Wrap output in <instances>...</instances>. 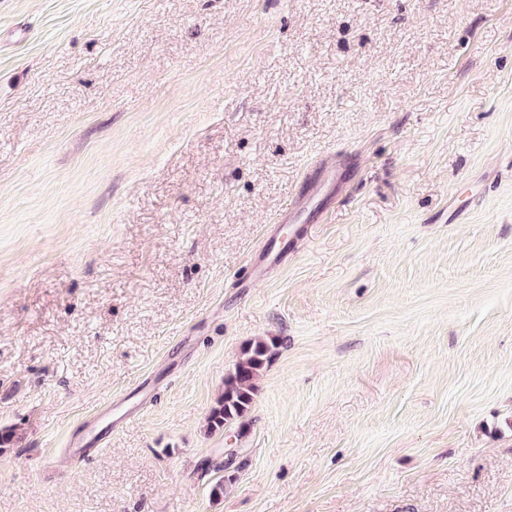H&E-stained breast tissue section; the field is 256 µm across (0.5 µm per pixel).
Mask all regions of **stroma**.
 I'll return each instance as SVG.
<instances>
[{"instance_id": "35a3bbf8", "label": "stroma", "mask_w": 512, "mask_h": 512, "mask_svg": "<svg viewBox=\"0 0 512 512\" xmlns=\"http://www.w3.org/2000/svg\"><path fill=\"white\" fill-rule=\"evenodd\" d=\"M5 427L0 512H512V0H0ZM339 177V170L334 165H320L309 182L305 198L293 211L287 213L278 222L279 224H299L313 221L319 207L322 206L331 193L333 185ZM318 199L317 204H312ZM287 256L288 244L277 234L269 236L263 250L253 261V279L260 281L265 277V272L268 269L284 264ZM273 343L260 340L242 352L234 370L224 379V392L207 417V432H224L231 424L246 417L257 395L256 378L264 368Z\"/></svg>"}]
</instances>
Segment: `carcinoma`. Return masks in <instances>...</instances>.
Here are the masks:
<instances>
[{
  "mask_svg": "<svg viewBox=\"0 0 512 512\" xmlns=\"http://www.w3.org/2000/svg\"><path fill=\"white\" fill-rule=\"evenodd\" d=\"M274 343L249 344L234 370L224 379V392L207 417V432L220 433L246 417L257 395L256 378L264 368Z\"/></svg>",
  "mask_w": 512,
  "mask_h": 512,
  "instance_id": "obj_1",
  "label": "carcinoma"
}]
</instances>
